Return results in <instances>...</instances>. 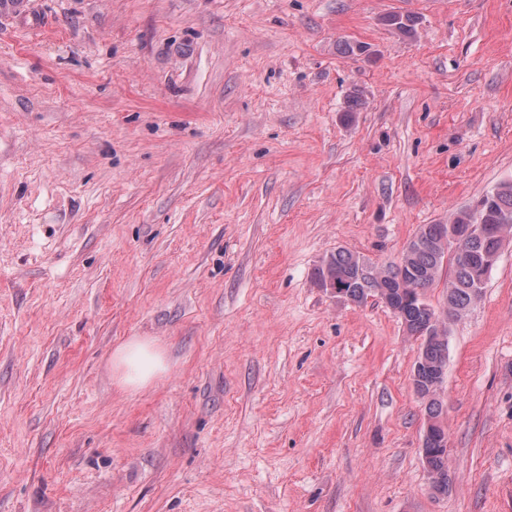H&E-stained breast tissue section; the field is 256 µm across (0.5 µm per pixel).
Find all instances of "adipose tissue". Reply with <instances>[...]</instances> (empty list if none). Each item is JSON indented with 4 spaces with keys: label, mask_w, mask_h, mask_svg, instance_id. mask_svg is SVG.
Listing matches in <instances>:
<instances>
[{
    "label": "adipose tissue",
    "mask_w": 512,
    "mask_h": 512,
    "mask_svg": "<svg viewBox=\"0 0 512 512\" xmlns=\"http://www.w3.org/2000/svg\"><path fill=\"white\" fill-rule=\"evenodd\" d=\"M111 365L117 387L128 392L144 389L169 368L165 349L140 336L119 344L112 352Z\"/></svg>",
    "instance_id": "ef3b65f1"
}]
</instances>
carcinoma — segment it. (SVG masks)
I'll use <instances>...</instances> for the list:
<instances>
[{
    "label": "carcinoma",
    "mask_w": 512,
    "mask_h": 512,
    "mask_svg": "<svg viewBox=\"0 0 512 512\" xmlns=\"http://www.w3.org/2000/svg\"><path fill=\"white\" fill-rule=\"evenodd\" d=\"M389 25L398 32L410 35L416 21L410 15L395 14L388 18ZM450 224H497L512 227V183H503L480 201L475 211L458 210L448 219ZM440 224H423L415 234L419 244L406 256L407 266L399 271L391 263L380 267L370 259L344 248L325 256L316 269L315 277L323 285L328 280H339L345 286L350 301L361 305L367 298L382 293L387 295L392 312L401 320L411 336L427 337L423 341L417 362L418 371L412 381L419 385L426 402L427 420L442 423V406L439 391L445 378L448 361V340L429 335L437 320V313L430 304L414 301L416 290L433 287L441 275L448 277V309L454 317L461 316L475 302L477 293L476 266L487 250L486 239L473 236L465 240L456 257L443 255L440 245ZM423 465L429 475L430 487L436 495H446L451 486L448 470V449H422Z\"/></svg>",
    "instance_id": "1"
}]
</instances>
